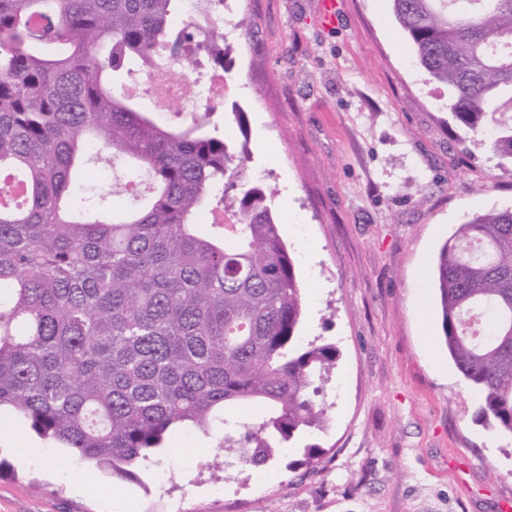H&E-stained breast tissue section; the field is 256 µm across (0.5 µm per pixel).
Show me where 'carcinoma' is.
<instances>
[{
    "instance_id": "1",
    "label": "carcinoma",
    "mask_w": 512,
    "mask_h": 512,
    "mask_svg": "<svg viewBox=\"0 0 512 512\" xmlns=\"http://www.w3.org/2000/svg\"><path fill=\"white\" fill-rule=\"evenodd\" d=\"M183 0H0V413L121 480L170 437L207 432L254 467L329 420L339 349L299 335L305 296L247 148L208 101L188 124L136 109L128 64L224 68L219 32ZM417 62L452 91L463 149L512 162V0H391ZM121 179L90 196L76 168ZM152 178L148 195L128 175ZM205 212L224 223L200 228ZM445 344L477 419L512 435V209L478 212L442 246Z\"/></svg>"
}]
</instances>
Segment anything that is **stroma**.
Returning a JSON list of instances; mask_svg holds the SVG:
<instances>
[{
    "label": "stroma",
    "instance_id": "stroma-1",
    "mask_svg": "<svg viewBox=\"0 0 512 512\" xmlns=\"http://www.w3.org/2000/svg\"><path fill=\"white\" fill-rule=\"evenodd\" d=\"M231 0L220 112L245 114L250 171L305 291L300 334L336 343L312 469L222 450L224 417L179 433L136 482L0 425V512H502L512 436L445 345L434 265L458 224L512 207V171L463 155L447 87L429 81L390 0ZM248 22L252 39L236 21Z\"/></svg>",
    "mask_w": 512,
    "mask_h": 512
}]
</instances>
